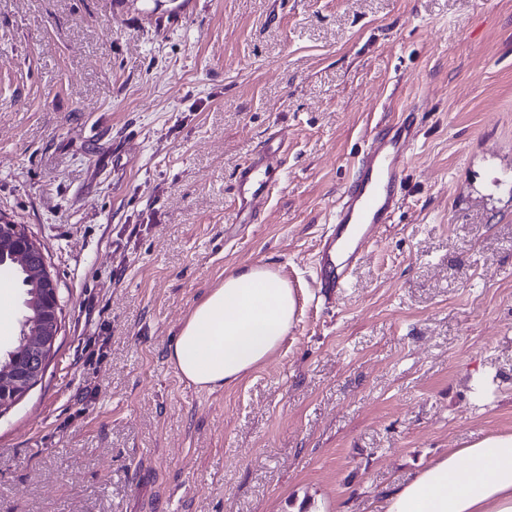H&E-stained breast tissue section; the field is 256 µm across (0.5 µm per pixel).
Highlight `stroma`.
<instances>
[{
    "label": "stroma",
    "mask_w": 512,
    "mask_h": 512,
    "mask_svg": "<svg viewBox=\"0 0 512 512\" xmlns=\"http://www.w3.org/2000/svg\"><path fill=\"white\" fill-rule=\"evenodd\" d=\"M405 106L401 204L324 302L318 241ZM271 133L280 184L235 223ZM0 224L64 304L0 414V512H382L512 433V0H0ZM256 264L292 328L235 386L189 384L180 326Z\"/></svg>",
    "instance_id": "stroma-1"
}]
</instances>
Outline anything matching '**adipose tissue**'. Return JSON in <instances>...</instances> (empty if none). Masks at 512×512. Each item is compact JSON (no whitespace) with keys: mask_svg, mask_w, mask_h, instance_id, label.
<instances>
[{"mask_svg":"<svg viewBox=\"0 0 512 512\" xmlns=\"http://www.w3.org/2000/svg\"><path fill=\"white\" fill-rule=\"evenodd\" d=\"M297 308L293 288L252 265L225 273L182 324L168 359L190 383H238L281 345ZM384 512H512V433L451 450L389 492Z\"/></svg>","mask_w":512,"mask_h":512,"instance_id":"ef3b65f1","label":"adipose tissue"}]
</instances>
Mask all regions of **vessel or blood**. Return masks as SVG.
I'll use <instances>...</instances> for the list:
<instances>
[{"mask_svg": "<svg viewBox=\"0 0 512 512\" xmlns=\"http://www.w3.org/2000/svg\"><path fill=\"white\" fill-rule=\"evenodd\" d=\"M415 137L412 126L391 122L365 141L314 258L316 283L323 297L332 298L346 288L350 273L376 242L381 224L398 208L406 172L403 147ZM283 149L282 140L269 136L241 168L235 185L239 212L251 211L254 200L277 186L278 179L267 168L266 159Z\"/></svg>", "mask_w": 512, "mask_h": 512, "instance_id": "b4317fda", "label": "vessel or blood"}]
</instances>
